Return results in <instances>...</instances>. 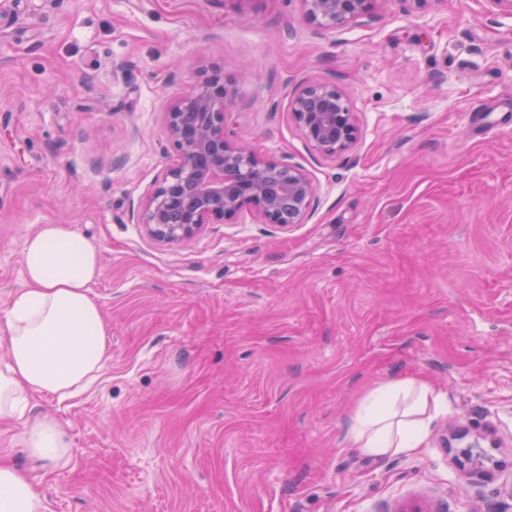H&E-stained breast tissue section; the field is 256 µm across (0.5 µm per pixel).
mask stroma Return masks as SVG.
Listing matches in <instances>:
<instances>
[{"label": "stroma", "mask_w": 512, "mask_h": 512, "mask_svg": "<svg viewBox=\"0 0 512 512\" xmlns=\"http://www.w3.org/2000/svg\"><path fill=\"white\" fill-rule=\"evenodd\" d=\"M205 68L227 138L311 179L303 223L147 234L164 114ZM314 82L357 118L333 158L289 110ZM43 224L98 249L109 348L86 391L32 399L75 448L62 470L14 457L50 512H512V15L493 0H377L335 29L302 0H0V313ZM401 377L448 405L420 447H349L357 401ZM456 423L493 431L491 475L460 480Z\"/></svg>", "instance_id": "obj_1"}]
</instances>
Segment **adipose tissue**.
<instances>
[{
	"label": "adipose tissue",
	"mask_w": 512,
	"mask_h": 512,
	"mask_svg": "<svg viewBox=\"0 0 512 512\" xmlns=\"http://www.w3.org/2000/svg\"><path fill=\"white\" fill-rule=\"evenodd\" d=\"M25 288L4 316L8 356L0 364V420L21 427L20 450L53 467L75 450L60 419L32 411L34 395L63 400L83 391L109 357L107 328L90 295L101 275L98 250L65 224H44L22 246ZM445 407L417 378L387 382L364 395L347 421L346 439L379 457L419 448L431 414ZM0 512H48L46 496L15 466L0 462Z\"/></svg>",
	"instance_id": "ef3b65f1"
}]
</instances>
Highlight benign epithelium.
<instances>
[{"instance_id":"7a95c632","label":"benign epithelium","mask_w":512,"mask_h":512,"mask_svg":"<svg viewBox=\"0 0 512 512\" xmlns=\"http://www.w3.org/2000/svg\"><path fill=\"white\" fill-rule=\"evenodd\" d=\"M306 13L329 27L344 26L369 14L378 0H302ZM231 95L220 74H201L165 113V127L176 158L146 198L141 223L160 242L191 239L206 224L230 223L245 209L265 224L289 228L310 214L315 187L301 170L258 157L229 140L224 129ZM290 112L321 154L334 157L357 140L358 125L344 93L319 82L298 90ZM456 461L467 480L490 461L483 438L464 429L451 435Z\"/></svg>"}]
</instances>
